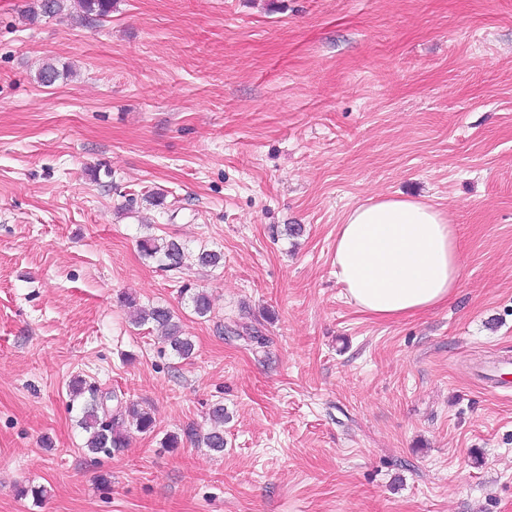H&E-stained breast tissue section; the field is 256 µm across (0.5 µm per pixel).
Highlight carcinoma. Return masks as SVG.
I'll use <instances>...</instances> for the list:
<instances>
[{"label": "carcinoma", "instance_id": "cac0c4a2", "mask_svg": "<svg viewBox=\"0 0 512 512\" xmlns=\"http://www.w3.org/2000/svg\"><path fill=\"white\" fill-rule=\"evenodd\" d=\"M67 0H31L24 13L36 21L41 17L59 15ZM82 12V19L93 17L103 19L112 11V0H77ZM142 254L153 259L158 266L166 270H177L184 265L185 246L174 240H159L146 237L139 240ZM224 259L221 252L203 248L196 255V261L203 267H217ZM181 294L188 297V304L193 313L199 317L207 316L212 309L211 298L207 292L196 288L184 287ZM152 324L161 332L164 343L180 359L191 357L194 350L192 340L183 335L179 322L175 321L170 308L156 305L143 312L137 324ZM73 399H82L79 405L78 426L87 434L84 448L89 454H110L114 448H122L129 437V427H135L141 433L151 432L155 428L154 419L147 411L138 409L135 404L123 401L118 395L100 394V390L75 379L72 384ZM214 427L201 435L195 426L190 425L180 434H170L162 442L163 448H178L184 441L202 444L216 453L224 452V406L215 404L209 412Z\"/></svg>", "mask_w": 512, "mask_h": 512}]
</instances>
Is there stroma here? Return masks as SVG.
I'll use <instances>...</instances> for the list:
<instances>
[{"label":"stroma","instance_id":"obj_1","mask_svg":"<svg viewBox=\"0 0 512 512\" xmlns=\"http://www.w3.org/2000/svg\"><path fill=\"white\" fill-rule=\"evenodd\" d=\"M26 4L0 0V512H512V393L485 376L512 357V0ZM48 62L68 75L47 87ZM380 195L454 224L448 304L347 300L336 226ZM147 235L190 260L162 270ZM127 294L172 308L193 356ZM77 375L153 432L86 454ZM217 403L223 453L161 447ZM68 0H33L28 4L24 13L31 21L41 17H54L59 15ZM181 294H183V297H188V304L191 306L193 313L198 317H206L211 312V298L204 290L188 288L186 285L182 288Z\"/></svg>","mask_w":512,"mask_h":512}]
</instances>
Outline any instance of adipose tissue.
Here are the masks:
<instances>
[{"label":"adipose tissue","mask_w":512,"mask_h":512,"mask_svg":"<svg viewBox=\"0 0 512 512\" xmlns=\"http://www.w3.org/2000/svg\"><path fill=\"white\" fill-rule=\"evenodd\" d=\"M337 280L358 310L396 321L447 304L460 286L458 239L427 201L377 196L336 229Z\"/></svg>","instance_id":"ef3b65f1"}]
</instances>
